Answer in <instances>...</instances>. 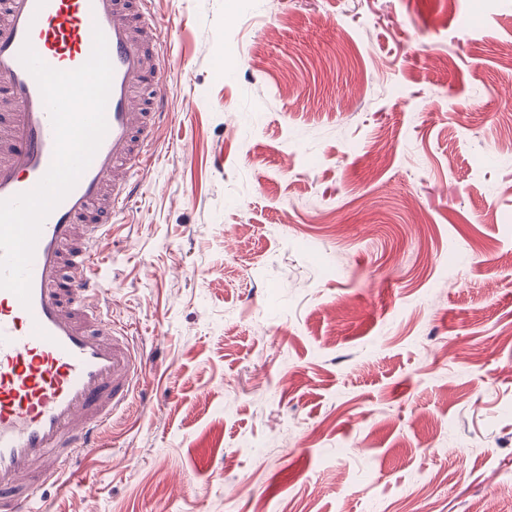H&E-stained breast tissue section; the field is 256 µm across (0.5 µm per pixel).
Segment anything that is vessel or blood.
Listing matches in <instances>:
<instances>
[{
	"instance_id": "1",
	"label": "vessel or blood",
	"mask_w": 512,
	"mask_h": 512,
	"mask_svg": "<svg viewBox=\"0 0 512 512\" xmlns=\"http://www.w3.org/2000/svg\"><path fill=\"white\" fill-rule=\"evenodd\" d=\"M97 28L113 67L107 133L43 222L30 307L0 289V512H39L41 486L96 452L146 369V352L102 307L97 270L167 110L164 37L149 0H0V92L10 104L0 113V200L34 189L53 161L51 119L19 60L23 44L70 71L89 59Z\"/></svg>"
}]
</instances>
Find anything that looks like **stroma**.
<instances>
[{
    "label": "stroma",
    "mask_w": 512,
    "mask_h": 512,
    "mask_svg": "<svg viewBox=\"0 0 512 512\" xmlns=\"http://www.w3.org/2000/svg\"><path fill=\"white\" fill-rule=\"evenodd\" d=\"M169 119L100 276L149 356L49 512H512V0H152Z\"/></svg>",
    "instance_id": "35a3bbf8"
}]
</instances>
